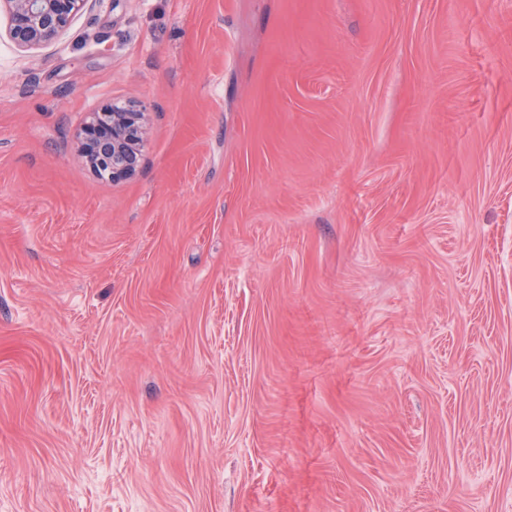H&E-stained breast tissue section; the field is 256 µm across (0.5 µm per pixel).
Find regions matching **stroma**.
<instances>
[{"mask_svg": "<svg viewBox=\"0 0 512 512\" xmlns=\"http://www.w3.org/2000/svg\"><path fill=\"white\" fill-rule=\"evenodd\" d=\"M0 512H512V0L0 11ZM86 0H1L10 15V38L20 48L38 49L65 31ZM147 109L128 101L93 112L78 136V152L112 181L133 176L142 161L147 136Z\"/></svg>", "mask_w": 512, "mask_h": 512, "instance_id": "1", "label": "stroma"}]
</instances>
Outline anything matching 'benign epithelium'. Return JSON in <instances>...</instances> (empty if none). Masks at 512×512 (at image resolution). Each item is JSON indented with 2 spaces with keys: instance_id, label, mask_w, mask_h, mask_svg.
<instances>
[{
  "instance_id": "benign-epithelium-1",
  "label": "benign epithelium",
  "mask_w": 512,
  "mask_h": 512,
  "mask_svg": "<svg viewBox=\"0 0 512 512\" xmlns=\"http://www.w3.org/2000/svg\"><path fill=\"white\" fill-rule=\"evenodd\" d=\"M86 0H0L10 15V38L20 48L38 49L65 31ZM147 109L128 101L91 115L78 136L82 159L112 180L133 176L142 161Z\"/></svg>"
}]
</instances>
